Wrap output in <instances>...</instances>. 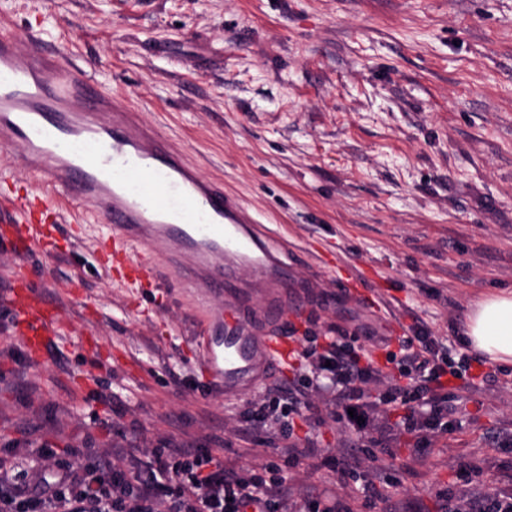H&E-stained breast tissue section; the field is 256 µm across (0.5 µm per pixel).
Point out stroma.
Here are the masks:
<instances>
[{"label":"stroma","mask_w":512,"mask_h":512,"mask_svg":"<svg viewBox=\"0 0 512 512\" xmlns=\"http://www.w3.org/2000/svg\"><path fill=\"white\" fill-rule=\"evenodd\" d=\"M2 26L91 68L287 237L309 303L287 320L309 345L342 336L356 348L369 330L384 338L375 366L394 374L397 336L420 324L456 358L470 309L512 292V0H0ZM103 230L88 223L77 241L66 224L51 251L33 249L34 278L72 330L15 360L0 326V457L33 475L41 460L15 442L150 449L173 437L274 478L277 438L246 433L242 418L263 387L215 395L188 300L113 284L91 253ZM344 276L373 285L351 294ZM487 371L491 393L450 379L452 424L423 456L401 439L352 477L300 465L294 494L329 488L350 512H379L363 493L372 480L399 512H443L468 481L512 492V364L466 376ZM295 432L322 448L358 443L327 412Z\"/></svg>","instance_id":"35a3bbf8"}]
</instances>
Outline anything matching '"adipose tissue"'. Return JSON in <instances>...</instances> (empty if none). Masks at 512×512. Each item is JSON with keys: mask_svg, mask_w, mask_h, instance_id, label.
<instances>
[{"mask_svg": "<svg viewBox=\"0 0 512 512\" xmlns=\"http://www.w3.org/2000/svg\"><path fill=\"white\" fill-rule=\"evenodd\" d=\"M471 347L490 361L512 363V293L485 297L467 317Z\"/></svg>", "mask_w": 512, "mask_h": 512, "instance_id": "1", "label": "adipose tissue"}]
</instances>
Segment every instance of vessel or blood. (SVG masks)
I'll use <instances>...</instances> for the list:
<instances>
[{
  "label": "vessel or blood",
  "mask_w": 512,
  "mask_h": 512,
  "mask_svg": "<svg viewBox=\"0 0 512 512\" xmlns=\"http://www.w3.org/2000/svg\"><path fill=\"white\" fill-rule=\"evenodd\" d=\"M21 156L47 175L43 192L0 194V223L17 248L7 276L10 308L32 353L60 329V310L26 280L28 256L47 223L105 225L93 250L122 285L171 284L210 311L199 339L201 365L216 389L236 395L264 379L290 354L287 337L245 317L253 299L242 270L275 305L293 282L288 242L272 235L223 185L203 177L166 135L119 104L87 71L51 63L40 41L0 33V159ZM71 213H64V204Z\"/></svg>",
  "instance_id": "obj_1"
}]
</instances>
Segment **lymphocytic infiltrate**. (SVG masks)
Segmentation results:
<instances>
[{"mask_svg":"<svg viewBox=\"0 0 512 512\" xmlns=\"http://www.w3.org/2000/svg\"><path fill=\"white\" fill-rule=\"evenodd\" d=\"M401 349L399 379L384 380L390 404L403 409L399 416L371 399L368 384L381 378L379 372L363 364L343 337L330 336L321 348L299 351L306 372L290 396L280 399L278 388H269L265 399L248 410L247 420L276 433L288 466L306 463L319 469L330 464L344 476L355 473L360 458L297 437L295 418L331 408L361 442L375 448L388 447L403 434L425 440L446 432L441 378H461L471 356L454 361L441 341L422 329L403 338ZM35 452L48 466L32 480L20 477L17 460L0 457V512H345L335 497L325 494L291 502L286 476L248 479L212 449L172 439L148 452L131 446L125 469L88 447L70 449L63 465L55 462L49 443Z\"/></svg>","mask_w":512,"mask_h":512,"instance_id":"f902f5d3","label":"lymphocytic infiltrate"}]
</instances>
